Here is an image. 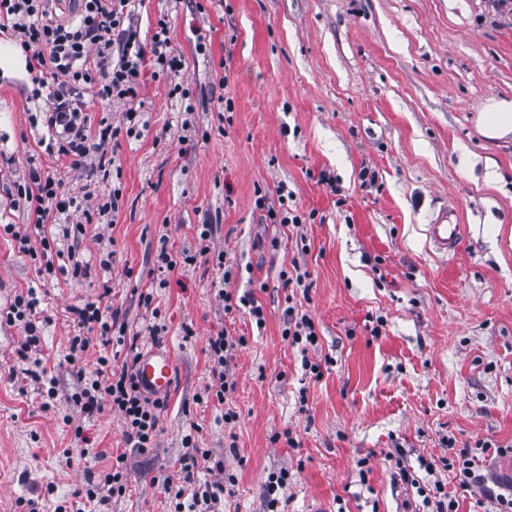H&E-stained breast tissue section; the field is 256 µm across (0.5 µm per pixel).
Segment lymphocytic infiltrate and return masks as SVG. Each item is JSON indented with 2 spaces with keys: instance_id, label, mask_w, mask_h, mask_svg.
I'll use <instances>...</instances> for the list:
<instances>
[{
  "instance_id": "f902f5d3",
  "label": "lymphocytic infiltrate",
  "mask_w": 512,
  "mask_h": 512,
  "mask_svg": "<svg viewBox=\"0 0 512 512\" xmlns=\"http://www.w3.org/2000/svg\"><path fill=\"white\" fill-rule=\"evenodd\" d=\"M47 2L0 0V30L11 29L31 61L53 77L47 107L39 114L49 134L46 151L86 174L106 171L107 147L117 131L108 123L91 129L85 92L103 102L129 101L138 95L146 63H153L159 72L176 74L182 60L170 49L167 19H158L150 42L142 43L137 29L127 23L131 0H81L75 22L48 19ZM17 194L39 224L89 208L87 196L66 192L60 182L35 167L27 183L18 185ZM139 358V352L127 353L118 367L99 358V379L77 393L76 400L89 415L100 410L103 400H110L124 419L127 442L146 449L155 444L164 401L145 396L136 372Z\"/></svg>"
}]
</instances>
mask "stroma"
<instances>
[{"mask_svg":"<svg viewBox=\"0 0 512 512\" xmlns=\"http://www.w3.org/2000/svg\"><path fill=\"white\" fill-rule=\"evenodd\" d=\"M162 17L185 67L171 77L144 69L131 105L88 98L92 125L120 130L110 174L93 185L40 146L32 76H0V224L26 230L35 247L55 240L81 267L39 272L0 235V311L35 289L42 328L25 354L23 322L0 321V512H429L396 477L387 454L397 448L419 484L441 482L459 512H488L490 497L512 494L497 478L512 462V140H485L475 119L488 100L512 98V9L137 0L142 41ZM33 166L98 200L121 189L113 222L76 215L75 237L34 225L16 190ZM284 205L302 223L269 219ZM444 205L462 234L447 256L427 235ZM205 224L207 258L158 267L160 250L195 253ZM106 285L127 332L105 344L71 310ZM227 292L255 298L263 326L244 309L225 314ZM292 302L315 324L305 349L287 337ZM221 330L246 344L229 353L235 386L219 400L207 343ZM77 335L84 350L71 348ZM133 343L175 359L156 445L144 451L127 447L111 405L89 416L75 401L98 358ZM41 372L53 392L35 381ZM452 441L477 458L478 484L424 469ZM191 444L209 461L195 495L179 497L167 483ZM118 457L119 495L103 483ZM282 470L286 486L268 497ZM227 473L233 495L212 497ZM90 486L91 500L81 494Z\"/></svg>","mask_w":512,"mask_h":512,"instance_id":"stroma-1","label":"stroma"}]
</instances>
